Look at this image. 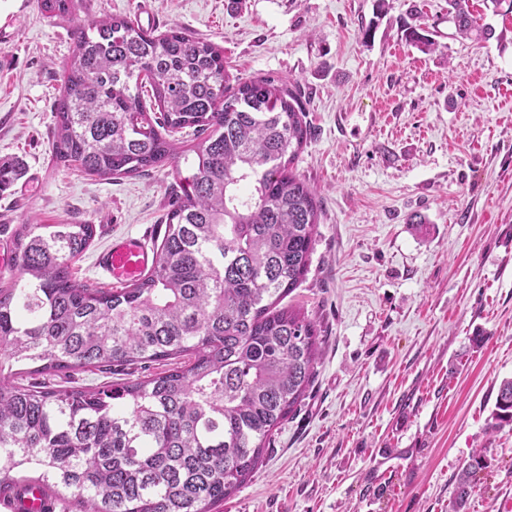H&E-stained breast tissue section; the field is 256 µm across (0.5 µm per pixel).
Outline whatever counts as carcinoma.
Here are the masks:
<instances>
[{
	"label": "carcinoma",
	"instance_id": "1",
	"mask_svg": "<svg viewBox=\"0 0 512 512\" xmlns=\"http://www.w3.org/2000/svg\"><path fill=\"white\" fill-rule=\"evenodd\" d=\"M51 17L72 0H41ZM463 39L481 42L469 0H448ZM403 37L428 54L426 27ZM55 99L56 162L110 180L180 158L159 260L140 281L98 288L74 259L93 224H23L17 275L0 288V499L70 498L74 512H212L264 457L301 403L320 358L314 321L278 308L308 271L320 205L293 172L310 131L291 91L270 80L229 87L224 52L179 29L154 35L129 17L75 34ZM152 92L157 111L144 96ZM21 175L0 164V191ZM188 363L95 389L22 382L90 368ZM34 363L23 373L5 370ZM512 428V379L501 381L487 431ZM485 468L460 471L450 512H463Z\"/></svg>",
	"mask_w": 512,
	"mask_h": 512
}]
</instances>
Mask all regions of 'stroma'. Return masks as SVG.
<instances>
[{"label": "stroma", "instance_id": "obj_1", "mask_svg": "<svg viewBox=\"0 0 512 512\" xmlns=\"http://www.w3.org/2000/svg\"><path fill=\"white\" fill-rule=\"evenodd\" d=\"M439 46L405 43L412 4ZM0 0V241L23 224H92L75 277L115 235L159 245L173 163L102 180L57 164L53 103L77 28L106 15L224 49L231 83L298 93L311 137L295 173L321 203L310 264L283 301L320 329L306 396L214 512H448L473 451L488 467L465 512L512 495V430L487 434L512 377V14L470 0L494 35L457 37L448 0ZM375 25L371 39L362 27ZM486 341L474 346L475 333Z\"/></svg>", "mask_w": 512, "mask_h": 512}]
</instances>
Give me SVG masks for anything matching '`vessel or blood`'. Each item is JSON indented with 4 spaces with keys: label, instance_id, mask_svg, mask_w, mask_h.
I'll list each match as a JSON object with an SVG mask.
<instances>
[{
    "label": "vessel or blood",
    "instance_id": "1",
    "mask_svg": "<svg viewBox=\"0 0 512 512\" xmlns=\"http://www.w3.org/2000/svg\"><path fill=\"white\" fill-rule=\"evenodd\" d=\"M158 260L157 253L149 248L145 237L116 235L97 253L94 265L104 278L115 284L138 280Z\"/></svg>",
    "mask_w": 512,
    "mask_h": 512
}]
</instances>
